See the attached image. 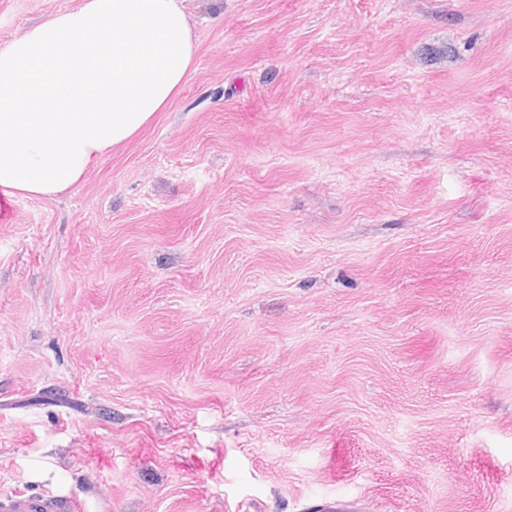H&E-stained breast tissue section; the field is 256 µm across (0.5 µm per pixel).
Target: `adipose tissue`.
I'll list each match as a JSON object with an SVG mask.
<instances>
[{
    "mask_svg": "<svg viewBox=\"0 0 512 512\" xmlns=\"http://www.w3.org/2000/svg\"><path fill=\"white\" fill-rule=\"evenodd\" d=\"M197 43L180 0H80L0 48V190L52 198L182 91Z\"/></svg>",
    "mask_w": 512,
    "mask_h": 512,
    "instance_id": "obj_1",
    "label": "adipose tissue"
}]
</instances>
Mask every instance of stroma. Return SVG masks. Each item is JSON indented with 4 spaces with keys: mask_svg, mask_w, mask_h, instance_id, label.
Listing matches in <instances>:
<instances>
[{
    "mask_svg": "<svg viewBox=\"0 0 512 512\" xmlns=\"http://www.w3.org/2000/svg\"><path fill=\"white\" fill-rule=\"evenodd\" d=\"M184 5L170 107L0 219V491L512 512V0Z\"/></svg>",
    "mask_w": 512,
    "mask_h": 512,
    "instance_id": "stroma-1",
    "label": "stroma"
}]
</instances>
